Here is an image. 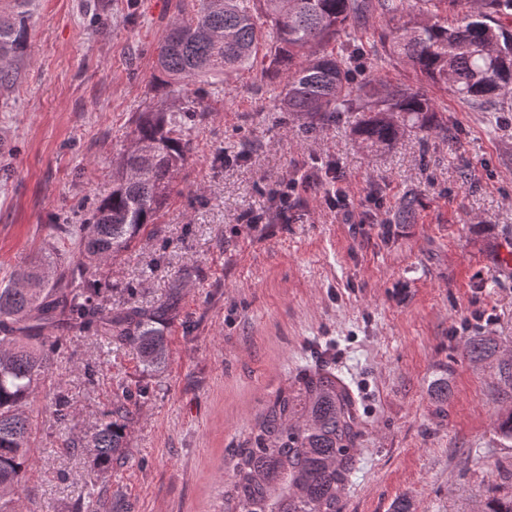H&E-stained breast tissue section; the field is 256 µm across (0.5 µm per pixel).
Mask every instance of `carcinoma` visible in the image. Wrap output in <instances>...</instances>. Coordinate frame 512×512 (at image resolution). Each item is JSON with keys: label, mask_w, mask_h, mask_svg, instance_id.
<instances>
[{"label": "carcinoma", "mask_w": 512, "mask_h": 512, "mask_svg": "<svg viewBox=\"0 0 512 512\" xmlns=\"http://www.w3.org/2000/svg\"><path fill=\"white\" fill-rule=\"evenodd\" d=\"M36 0H10L0 12V95L16 84L30 51V17ZM458 19L448 22V12ZM384 18L377 59L409 67L415 83L355 81L348 55L336 39L355 33L368 14ZM512 0H179L178 13L157 48L162 104L139 113L112 193L93 204L79 225V257L65 262L48 243L50 279L37 267H18L0 284V512H16L15 493L30 466L26 406L41 391L63 335L88 326L114 342L131 344L148 371L167 357L162 323L168 307H132L114 313L95 287V269L130 247L164 206L190 151L187 119L203 111L181 95L197 80L217 91L227 72L251 70L279 79L273 100L311 124L357 112L353 133L367 145L389 146L404 128L445 130L426 82L468 104L492 111L512 107ZM178 97V104L167 100ZM470 360L495 367L512 389V357L493 336H474ZM137 398L123 387L103 412L96 432L70 447L88 449L107 478L126 460V430ZM361 426L350 386L326 368L298 377L263 407L236 450L222 512H344V495L356 469L353 448ZM497 433L512 442V409L499 412ZM483 512H512V495L490 491Z\"/></svg>", "instance_id": "cac0c4a2"}]
</instances>
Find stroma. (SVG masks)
I'll return each instance as SVG.
<instances>
[{"mask_svg": "<svg viewBox=\"0 0 512 512\" xmlns=\"http://www.w3.org/2000/svg\"><path fill=\"white\" fill-rule=\"evenodd\" d=\"M86 2L38 0L29 60L0 98V278L42 259L51 225L81 224L111 192L135 117L160 102L154 50L177 0H98L103 30ZM380 26L376 14L361 25L356 79L410 81L377 66ZM223 87L190 130L156 223L96 272L113 309L172 305L165 367L143 371L130 345L91 330L64 343L26 410L28 512H109L116 495L130 512H220L265 401L322 366L350 384L363 418L345 512H389L404 494L415 512H477L492 486L512 493V442L495 427L512 391L466 349L473 336L512 349V109L429 86L447 132L408 128L369 147L352 133L355 113L305 128L279 112L260 71ZM330 162L353 200L380 199L378 223H337L305 195L266 238L246 229L262 187ZM141 385L128 461L99 479L68 442L94 431L120 387Z\"/></svg>", "mask_w": 512, "mask_h": 512, "instance_id": "35a3bbf8", "label": "stroma"}]
</instances>
